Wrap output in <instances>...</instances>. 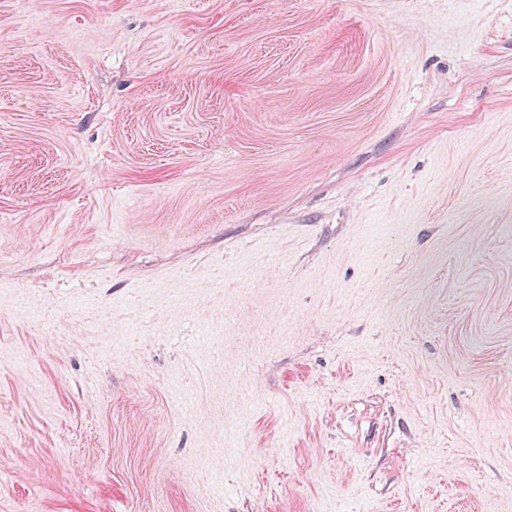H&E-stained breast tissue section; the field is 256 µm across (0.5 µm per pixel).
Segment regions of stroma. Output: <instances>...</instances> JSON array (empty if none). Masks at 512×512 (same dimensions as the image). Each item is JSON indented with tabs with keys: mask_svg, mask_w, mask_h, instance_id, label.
I'll use <instances>...</instances> for the list:
<instances>
[{
	"mask_svg": "<svg viewBox=\"0 0 512 512\" xmlns=\"http://www.w3.org/2000/svg\"><path fill=\"white\" fill-rule=\"evenodd\" d=\"M0 512H512V0H0Z\"/></svg>",
	"mask_w": 512,
	"mask_h": 512,
	"instance_id": "stroma-1",
	"label": "stroma"
}]
</instances>
